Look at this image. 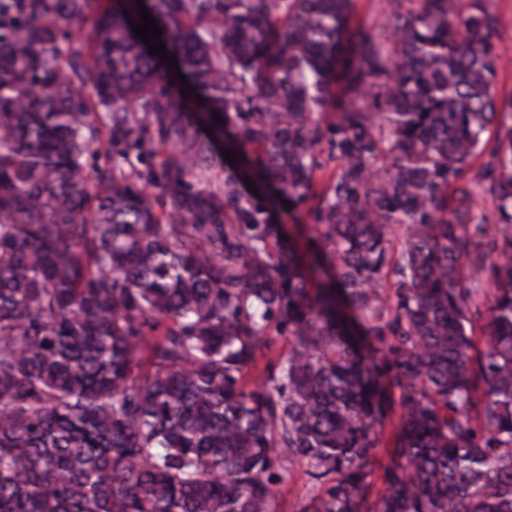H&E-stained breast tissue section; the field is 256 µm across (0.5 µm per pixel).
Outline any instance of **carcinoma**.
Returning <instances> with one entry per match:
<instances>
[{
  "label": "carcinoma",
  "mask_w": 512,
  "mask_h": 512,
  "mask_svg": "<svg viewBox=\"0 0 512 512\" xmlns=\"http://www.w3.org/2000/svg\"><path fill=\"white\" fill-rule=\"evenodd\" d=\"M140 3L204 102L161 85ZM374 27L356 0H0V512H277L295 464L290 512H512L497 17ZM219 141L240 167L200 189ZM275 224L282 225L281 235L286 242L305 249L308 237L315 236L312 225L302 211H289L283 203L273 212ZM304 468L295 466L288 476L279 499L280 506L277 512H289L288 504L296 499L307 498L312 495L311 484L307 481V476L303 472Z\"/></svg>",
  "instance_id": "cac0c4a2"
}]
</instances>
